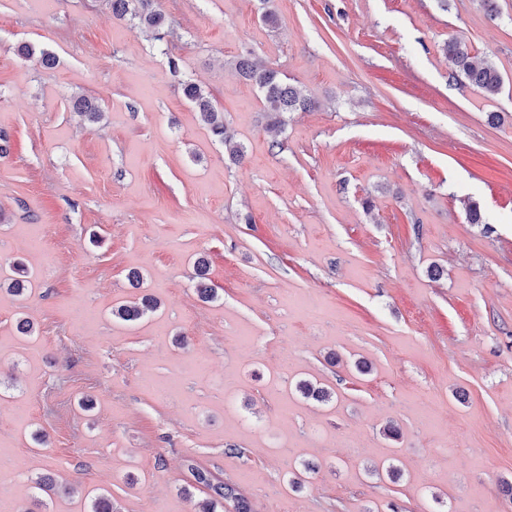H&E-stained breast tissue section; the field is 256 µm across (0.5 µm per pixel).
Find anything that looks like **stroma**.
I'll return each mask as SVG.
<instances>
[{
	"label": "stroma",
	"instance_id": "obj_1",
	"mask_svg": "<svg viewBox=\"0 0 512 512\" xmlns=\"http://www.w3.org/2000/svg\"><path fill=\"white\" fill-rule=\"evenodd\" d=\"M497 3L155 0L157 42L106 0H0V282L17 258L32 273L23 297L0 292V378L19 380L0 389V512L42 473L79 488L52 512L102 490L120 512H191L192 460L252 512H512V0ZM451 37L501 73L498 95L449 80ZM243 55L313 108L268 132ZM145 295L157 311L113 318ZM393 455L397 480L366 475ZM289 459L316 466L297 491ZM181 84L185 98L194 105L213 136L224 145L225 154L231 160H240L244 155L242 144L228 132L224 112L217 107L211 94L195 82L184 81Z\"/></svg>",
	"mask_w": 512,
	"mask_h": 512
}]
</instances>
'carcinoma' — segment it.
Segmentation results:
<instances>
[{"mask_svg":"<svg viewBox=\"0 0 512 512\" xmlns=\"http://www.w3.org/2000/svg\"><path fill=\"white\" fill-rule=\"evenodd\" d=\"M112 14L118 19H127L142 30L150 31L153 39L162 40L167 26L166 15L154 8L153 0H109ZM444 52L452 64L450 78L461 84H468L477 88L487 97L497 95L503 85V78L495 67L478 55L472 53L469 45L462 39L451 38L444 46ZM235 68L245 80L255 84L263 95V111L271 113L275 120L285 112L305 111L311 106V101L294 85L287 82L282 74L271 67L263 66L250 58H241ZM183 94L196 108L202 122L218 141L224 145V152L232 160L243 157L242 144L235 140L224 122L222 112L210 93L199 84L191 81L182 83ZM73 108L88 114L92 120H98L102 112L95 102L86 96L74 100ZM157 302L144 297L140 301L121 305L112 310V316L133 323L149 313L155 312ZM297 390L305 398H311L319 403H328L332 399V392L315 387L306 380L296 384ZM187 469L192 477L193 484L206 490V496L194 503L193 512H224V504H229L233 512H251L250 504L241 493L237 484L224 481L217 477L208 467L194 460L188 461ZM35 489L48 497L64 494L70 496L73 491L60 489L53 481L46 477L31 479Z\"/></svg>","mask_w":512,"mask_h":512,"instance_id":"cac0c4a2","label":"carcinoma"}]
</instances>
